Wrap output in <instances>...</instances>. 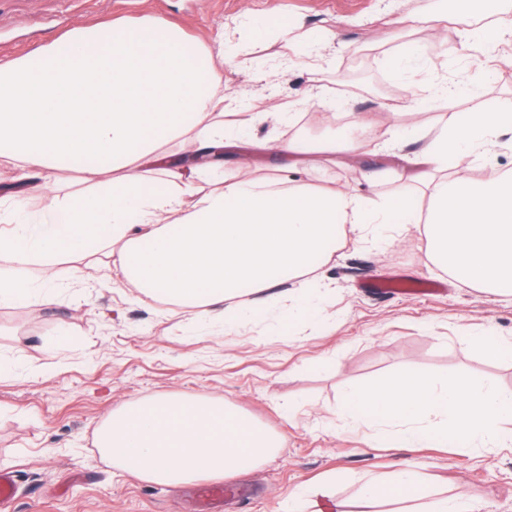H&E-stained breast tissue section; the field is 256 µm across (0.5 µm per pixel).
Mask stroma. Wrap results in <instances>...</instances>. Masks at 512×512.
<instances>
[{
    "mask_svg": "<svg viewBox=\"0 0 512 512\" xmlns=\"http://www.w3.org/2000/svg\"><path fill=\"white\" fill-rule=\"evenodd\" d=\"M443 0H0V64L35 52L75 26L112 22L175 23L206 47L224 40V120L240 131L226 154L261 169L286 157L261 149L288 127L258 119L244 124L239 103L280 104L317 96L338 101L331 120L386 117L403 111L433 77L459 82L482 60L463 48L454 23L430 28L399 24L402 11L438 12ZM414 46L417 61L391 68L394 53ZM296 60L282 70L283 57ZM512 107V77L497 73L486 91L437 98L427 126L472 110ZM392 150L365 147L356 160L315 163V185L363 186L367 170L382 179L372 201L416 193L400 173H417L419 132L396 126ZM327 294L303 321L286 326L283 313L246 322L220 336L211 324L186 328L179 308L143 303L113 259L83 269L79 282L57 288L53 312L35 303H0V471L12 472L18 493L9 512H198L197 484L168 486L132 476L103 458L94 434L113 408L164 394L224 399L280 434L283 446L251 472L224 477L250 488L247 499L225 496L211 512H281L289 492L330 483L333 512H424L437 497L484 503L512 512V447L474 453L466 448H391L372 428L346 425L339 395L405 371L444 380L464 376L512 390V361L473 350L467 337L490 331L512 341V296L468 287L429 260L422 225L393 233L371 248L346 241L321 263ZM395 278L405 294L368 289ZM414 464L421 491L407 499L367 502L372 475L390 478L402 461Z\"/></svg>",
    "mask_w": 512,
    "mask_h": 512,
    "instance_id": "stroma-1",
    "label": "stroma"
}]
</instances>
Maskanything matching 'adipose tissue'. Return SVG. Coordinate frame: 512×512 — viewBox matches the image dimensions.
Instances as JSON below:
<instances>
[{
    "label": "adipose tissue",
    "mask_w": 512,
    "mask_h": 512,
    "mask_svg": "<svg viewBox=\"0 0 512 512\" xmlns=\"http://www.w3.org/2000/svg\"><path fill=\"white\" fill-rule=\"evenodd\" d=\"M223 57L171 24H122L74 28L0 65V160L25 175L22 192L0 198V223H12L31 193L44 198L47 217L39 236L0 235L1 252L39 259L42 282L1 276V303L52 306L53 286L101 253L118 257L146 302L243 322L261 314L254 294L289 309L296 296L315 294V259L331 258L347 236L372 244L379 228L418 223L429 258L455 280L512 295V175L446 176L459 155H480L512 132L511 112L458 113L432 132L422 153L430 200L423 215L411 194L372 203L307 181L310 158L361 146L299 135V110L324 109L321 101L303 98L284 113L269 107L268 117L289 126L287 138L269 143L290 158L275 173L245 157L189 161L224 147ZM79 157L89 159L83 172L95 189L59 195L56 172L74 169ZM156 176L165 191H148ZM417 484L406 464L361 495L411 497Z\"/></svg>",
    "instance_id": "adipose-tissue-1"
}]
</instances>
